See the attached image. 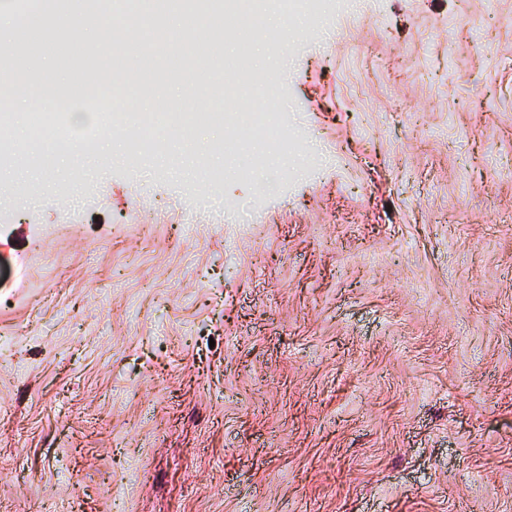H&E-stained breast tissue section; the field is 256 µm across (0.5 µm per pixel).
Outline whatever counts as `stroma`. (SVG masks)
<instances>
[{"label": "stroma", "instance_id": "obj_1", "mask_svg": "<svg viewBox=\"0 0 512 512\" xmlns=\"http://www.w3.org/2000/svg\"><path fill=\"white\" fill-rule=\"evenodd\" d=\"M280 89L264 194L115 136L11 204L0 512H512V0H341Z\"/></svg>", "mask_w": 512, "mask_h": 512}]
</instances>
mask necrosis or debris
<instances>
[{"label":"necrosis or debris","mask_w":512,"mask_h":512,"mask_svg":"<svg viewBox=\"0 0 512 512\" xmlns=\"http://www.w3.org/2000/svg\"><path fill=\"white\" fill-rule=\"evenodd\" d=\"M73 8L92 21L139 15L157 28L175 18L195 22L166 51L162 65L149 72L133 70L127 57L113 54L109 45L80 56L65 34L47 26L26 28L14 54L0 58V69L24 70L26 60L54 48L81 81L102 87L96 95L70 102L69 110L92 116L87 137L119 132L135 143L174 140L191 153L199 125H221L226 133L212 149L224 156L222 177L258 183L265 174L290 168L298 147L283 132L275 63L289 18H304L311 29H319L331 17L324 0H74ZM198 27L206 28L207 40L196 39ZM170 78L183 81L186 97L198 103L195 111H130V95L150 94ZM69 110L37 106L23 114L1 112L0 168L49 170L54 152L73 138Z\"/></svg>","instance_id":"obj_1"}]
</instances>
